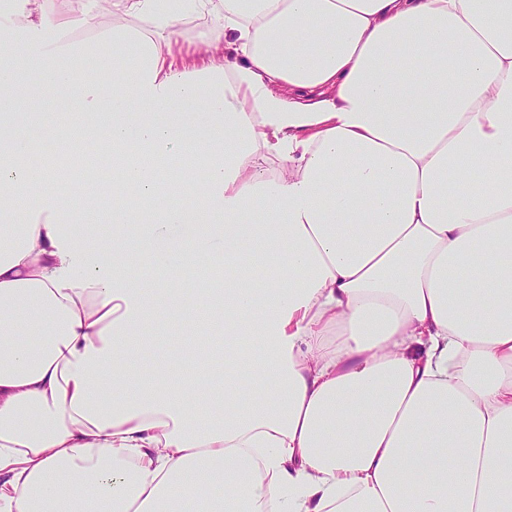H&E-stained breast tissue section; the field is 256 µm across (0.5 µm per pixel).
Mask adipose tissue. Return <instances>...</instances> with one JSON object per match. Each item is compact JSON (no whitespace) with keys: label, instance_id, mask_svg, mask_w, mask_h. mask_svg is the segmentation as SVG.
<instances>
[{"label":"adipose tissue","instance_id":"ef3b65f1","mask_svg":"<svg viewBox=\"0 0 512 512\" xmlns=\"http://www.w3.org/2000/svg\"><path fill=\"white\" fill-rule=\"evenodd\" d=\"M190 2L112 0L108 94L52 68L92 0L14 20L57 37L0 64V512H512V0ZM53 87L146 207L71 223L17 119ZM173 318L227 342L177 379ZM209 30V21L204 19H191L185 26L183 35L180 38L177 49L184 55L192 54L199 46V41Z\"/></svg>","mask_w":512,"mask_h":512}]
</instances>
